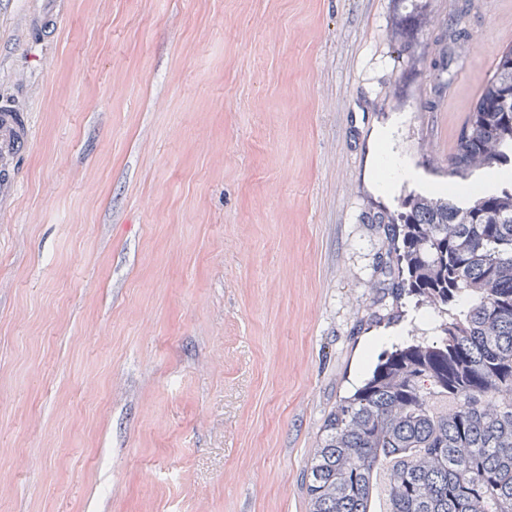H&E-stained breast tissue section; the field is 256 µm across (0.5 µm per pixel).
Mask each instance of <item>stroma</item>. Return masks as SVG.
Wrapping results in <instances>:
<instances>
[{"label":"stroma","mask_w":512,"mask_h":512,"mask_svg":"<svg viewBox=\"0 0 512 512\" xmlns=\"http://www.w3.org/2000/svg\"><path fill=\"white\" fill-rule=\"evenodd\" d=\"M0 0V512H307L396 260L378 136L421 181L512 45V0ZM470 49L453 54L452 28ZM448 49V87L424 75ZM418 1L413 0L411 10L398 17L392 33L402 52L412 59L419 51V34L423 28L432 24L431 18L423 11L422 6H419ZM25 130L23 117L0 106V189L10 179L13 160L26 139Z\"/></svg>","instance_id":"stroma-1"}]
</instances>
